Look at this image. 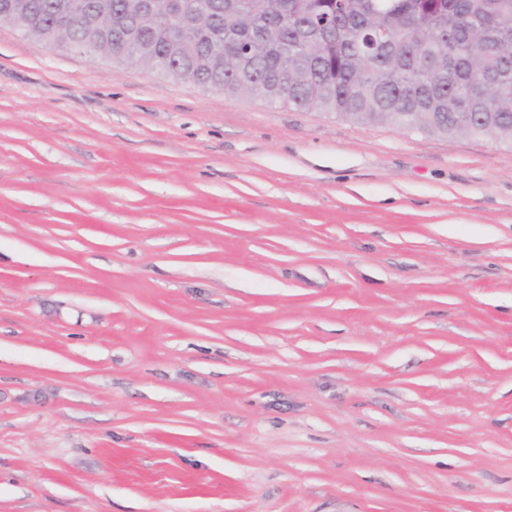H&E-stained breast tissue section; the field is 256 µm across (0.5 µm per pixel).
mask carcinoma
Returning <instances> with one entry per match:
<instances>
[{"mask_svg": "<svg viewBox=\"0 0 512 512\" xmlns=\"http://www.w3.org/2000/svg\"><path fill=\"white\" fill-rule=\"evenodd\" d=\"M112 5V25L96 20ZM19 31L50 32L245 101L362 126L512 145V0H186L182 39L138 0H23ZM498 52L480 56L483 46Z\"/></svg>", "mask_w": 512, "mask_h": 512, "instance_id": "obj_1", "label": "carcinoma"}]
</instances>
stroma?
Here are the masks:
<instances>
[{
	"mask_svg": "<svg viewBox=\"0 0 512 512\" xmlns=\"http://www.w3.org/2000/svg\"><path fill=\"white\" fill-rule=\"evenodd\" d=\"M0 512H512V147L0 22Z\"/></svg>",
	"mask_w": 512,
	"mask_h": 512,
	"instance_id": "1",
	"label": "stroma"
}]
</instances>
